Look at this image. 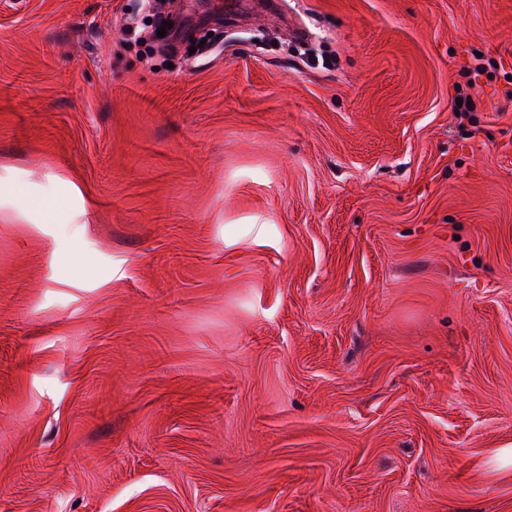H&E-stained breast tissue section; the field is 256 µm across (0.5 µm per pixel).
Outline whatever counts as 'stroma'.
Segmentation results:
<instances>
[{
  "label": "stroma",
  "mask_w": 512,
  "mask_h": 512,
  "mask_svg": "<svg viewBox=\"0 0 512 512\" xmlns=\"http://www.w3.org/2000/svg\"><path fill=\"white\" fill-rule=\"evenodd\" d=\"M0 180V512H512V0H0Z\"/></svg>",
  "instance_id": "1"
}]
</instances>
